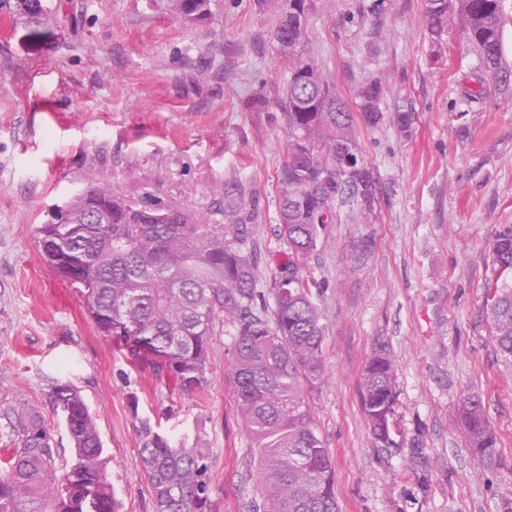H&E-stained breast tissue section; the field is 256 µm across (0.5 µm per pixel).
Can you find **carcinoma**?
I'll use <instances>...</instances> for the list:
<instances>
[{
    "instance_id": "obj_1",
    "label": "carcinoma",
    "mask_w": 512,
    "mask_h": 512,
    "mask_svg": "<svg viewBox=\"0 0 512 512\" xmlns=\"http://www.w3.org/2000/svg\"><path fill=\"white\" fill-rule=\"evenodd\" d=\"M216 0H168L172 16L188 25L214 18ZM273 15L271 37L292 60L287 88L279 100L288 127V160L277 173V207L288 255L275 262L270 307L257 293V265L246 245L247 225L258 216L259 198L238 177L224 184V235H206L178 210L156 202L131 201L105 182L73 195L64 205L72 236L67 257L47 246L56 225L37 227L46 263L79 290L98 331L112 348L180 392L202 395L209 385L207 363L216 323L236 328L228 378L257 460L261 494L255 512H337L333 470L305 402V391L322 380L324 341L314 282L302 263L316 248L321 228L333 224L336 209L356 205L370 213L376 196L357 140L351 107L324 77L314 59L301 53L305 12L287 0H256ZM23 21L38 39L48 14L43 0H0V13ZM430 33L440 37L453 20L478 60L482 78L465 87L469 102L512 83L506 57L502 0H425ZM381 81L361 83L356 108L364 124L382 117ZM486 319L499 348L512 353V225L493 237ZM363 409L374 447H403L398 439V391L391 357L376 352L364 373ZM53 412L66 408L72 459L56 474L57 455L50 428L33 412L11 422L13 443L0 448V512H119L112 485L103 473V444L97 424L78 390L59 386L51 394ZM460 423L477 470L504 471L498 437L479 397L466 396ZM155 512H206L209 499L205 455L174 442L145 421L138 448ZM423 449H410L417 484L428 485Z\"/></svg>"
}]
</instances>
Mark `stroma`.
<instances>
[{"instance_id":"stroma-1","label":"stroma","mask_w":512,"mask_h":512,"mask_svg":"<svg viewBox=\"0 0 512 512\" xmlns=\"http://www.w3.org/2000/svg\"><path fill=\"white\" fill-rule=\"evenodd\" d=\"M46 4L36 44L0 14V448L17 412L36 411L69 460L67 427L50 403L66 383L97 423L120 512H154L138 453L144 420L206 455L209 512H252L259 489L227 377L232 324L211 340L206 394L181 395L113 351L79 293L44 262L36 228L103 177L221 233L224 182L235 174L260 199L247 232L257 290L271 298V270L288 252L276 205L288 59L269 38L274 19L255 0H220L214 19L193 28L167 0ZM305 28V50L345 100L372 78L383 85L382 119L357 127L379 203L369 214L337 209L304 264L326 367L306 401L338 510L495 512L512 483L475 474L458 407L479 396L512 461V355L483 310L493 235L512 224V96L464 100L478 60L457 24L431 36L424 0H312ZM382 345L395 365L398 428L427 457L429 487L409 506L408 454L374 448L362 407L365 365Z\"/></svg>"}]
</instances>
